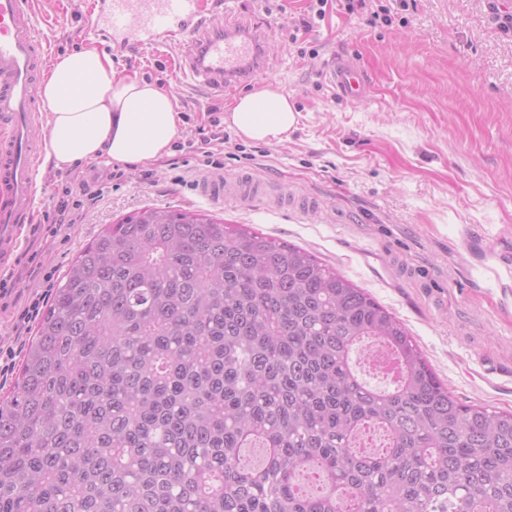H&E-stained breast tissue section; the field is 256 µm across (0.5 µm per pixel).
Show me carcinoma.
I'll return each instance as SVG.
<instances>
[{
	"label": "carcinoma",
	"instance_id": "cac0c4a2",
	"mask_svg": "<svg viewBox=\"0 0 512 512\" xmlns=\"http://www.w3.org/2000/svg\"><path fill=\"white\" fill-rule=\"evenodd\" d=\"M373 342L399 357L391 390L357 375ZM0 512H512V412L454 399L307 250L137 209L37 323L0 407Z\"/></svg>",
	"mask_w": 512,
	"mask_h": 512
}]
</instances>
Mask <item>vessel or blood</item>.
<instances>
[{"instance_id":"obj_1","label":"vessel or blood","mask_w":512,"mask_h":512,"mask_svg":"<svg viewBox=\"0 0 512 512\" xmlns=\"http://www.w3.org/2000/svg\"><path fill=\"white\" fill-rule=\"evenodd\" d=\"M36 13V0H0V257L5 258L16 247L19 228L30 223L35 204L33 130L46 110L39 82L50 60ZM83 14L86 31L124 51L193 42V52L178 60L179 71L227 94L245 88L266 68L264 32L218 22L211 0H88ZM325 77L345 98L367 90L362 70L348 59L327 60ZM197 190L217 201L266 197L263 182L251 175L231 183L211 175Z\"/></svg>"}]
</instances>
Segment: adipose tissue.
I'll list each match as a JSON object with an SVG mask.
<instances>
[{"label":"adipose tissue","instance_id":"adipose-tissue-1","mask_svg":"<svg viewBox=\"0 0 512 512\" xmlns=\"http://www.w3.org/2000/svg\"><path fill=\"white\" fill-rule=\"evenodd\" d=\"M40 94L50 109L42 155L61 171L89 160L155 162L169 155L180 133L169 93L118 76L111 59L94 49L56 57ZM224 122L243 138L271 144L287 139L297 114L288 96L268 84L237 98Z\"/></svg>","mask_w":512,"mask_h":512}]
</instances>
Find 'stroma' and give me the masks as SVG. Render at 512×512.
Wrapping results in <instances>:
<instances>
[{
    "label": "stroma",
    "instance_id": "obj_1",
    "mask_svg": "<svg viewBox=\"0 0 512 512\" xmlns=\"http://www.w3.org/2000/svg\"><path fill=\"white\" fill-rule=\"evenodd\" d=\"M259 18L276 84L298 112L286 141L254 143L225 130L219 166L201 152L172 151L152 164L82 162L38 168L33 221L0 274L14 291L0 308V347L22 358L32 332L21 311L42 292L47 268L64 273L102 225L143 207L189 208L245 224L316 255L393 314L459 402L512 411V31L495 17L512 0H243ZM78 0H38V27L53 55L93 48L118 75L155 83L174 97L180 141L196 137L221 92L174 65L173 51L120 54L82 33ZM353 58L365 97L337 95L323 73L330 56ZM260 177L272 194L312 197L316 212L264 202L200 197L201 177ZM97 190L79 223L46 236L62 186Z\"/></svg>",
    "mask_w": 512,
    "mask_h": 512
}]
</instances>
